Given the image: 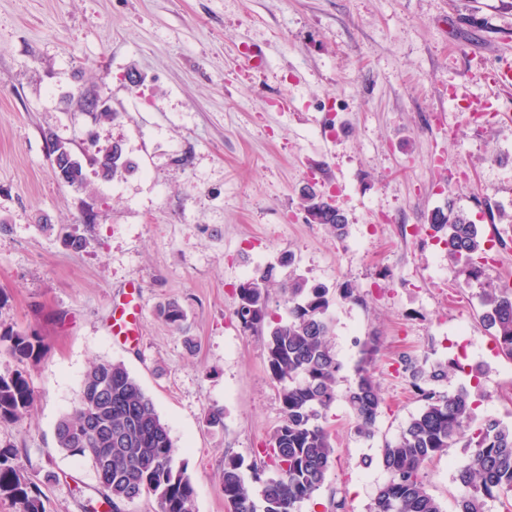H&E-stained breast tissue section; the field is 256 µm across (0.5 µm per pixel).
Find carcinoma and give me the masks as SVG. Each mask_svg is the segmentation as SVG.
<instances>
[{"instance_id": "obj_1", "label": "carcinoma", "mask_w": 512, "mask_h": 512, "mask_svg": "<svg viewBox=\"0 0 512 512\" xmlns=\"http://www.w3.org/2000/svg\"><path fill=\"white\" fill-rule=\"evenodd\" d=\"M86 156L87 161L66 170L67 186L77 191L89 186L87 164L105 180L121 179L136 168L125 153L116 154L96 142ZM301 207L319 213V223L337 237L345 236L344 215L316 192L303 193ZM429 228L444 242L455 276L467 281L484 277L486 239L467 215L451 209L436 211ZM292 264L293 256L282 257L237 289V321L247 331L267 334V367L278 384L282 419L264 450L267 460L252 465L258 493L245 484L243 461L224 458L222 485L228 512H299L300 505L323 487L335 452L323 422L327 410L342 399L355 419V433L370 438L384 404L372 372L379 352L375 334L357 341L356 381L344 393L338 391L341 363L328 339L329 308L336 299L361 302L358 289L348 282L332 289L311 285L295 270L276 280L277 267ZM275 285L286 297V319L269 312V288ZM481 306V321L494 330L500 352L512 359V292L489 283ZM160 315L173 327H183L185 314L178 305L163 306ZM2 343L10 356L19 359L35 358L43 348L37 334L0 324ZM399 362L423 406L381 448L379 464L388 479L369 512H445L427 491L422 470L461 441L470 453L456 467L457 512H488V503L512 495V426L478 420L475 402L481 392L442 389L448 363L407 353L399 356ZM33 403V391L21 372H0V419L21 422ZM55 437L57 447L74 456L107 460L103 472L97 473L103 499H87L85 512H99L104 504L110 512H119L120 505L144 494L154 497L159 512H194L195 489L187 466L175 460L167 425L123 363L104 360L89 367L77 404L58 420ZM269 468L273 475L265 479ZM2 491L11 494L16 512H46L39 489L21 480L18 455L0 450Z\"/></svg>"}]
</instances>
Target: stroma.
Listing matches in <instances>:
<instances>
[{
  "label": "stroma",
  "mask_w": 512,
  "mask_h": 512,
  "mask_svg": "<svg viewBox=\"0 0 512 512\" xmlns=\"http://www.w3.org/2000/svg\"><path fill=\"white\" fill-rule=\"evenodd\" d=\"M507 59L512 0H0V323L43 339L34 361L0 347V371L21 370L35 397L23 422L0 420V450L20 456L47 512H85L97 492L55 427L99 360L124 363L151 397L196 512H227L225 456L252 463L282 418L267 337L240 328L237 289L288 253L310 282L358 288L363 303L329 310L338 388L375 330L385 399L371 438L332 405L334 459L301 512H332L334 495L368 512L387 478L373 460L420 407L401 353L453 359L446 339L465 332L484 365L478 417L512 423V360L478 318L481 283L454 276L429 229L436 210L466 213L494 243L486 280L512 279V224L499 219L512 214V91L490 82ZM81 92L113 117L78 111ZM90 133L122 143L137 172L62 185L49 139L78 152ZM309 185L334 199L345 237L306 222ZM69 231L86 248L67 247ZM132 280L129 346L112 339V302ZM169 303L184 329L160 317ZM212 407L221 426L205 422ZM467 454L455 445L424 471L446 512Z\"/></svg>",
  "instance_id": "1"
}]
</instances>
